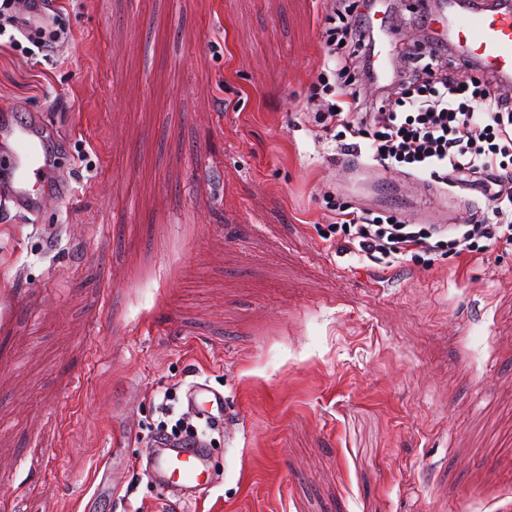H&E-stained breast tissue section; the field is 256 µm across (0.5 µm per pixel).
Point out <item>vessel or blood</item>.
Here are the masks:
<instances>
[{
  "mask_svg": "<svg viewBox=\"0 0 512 512\" xmlns=\"http://www.w3.org/2000/svg\"><path fill=\"white\" fill-rule=\"evenodd\" d=\"M436 22L439 39L455 48L461 58L476 63L498 83L512 86V11L492 8L463 11L457 0H449L447 13L439 15ZM0 130L15 143L18 170L15 194L17 199H26L30 174L43 167V147L27 127L8 124ZM184 406L190 415L201 420L215 418L222 423L229 420L223 393L204 382L196 381L189 386ZM147 465L152 479L177 489L186 502L195 500L200 491L215 483L200 438L190 443L153 445L147 451Z\"/></svg>",
  "mask_w": 512,
  "mask_h": 512,
  "instance_id": "b4317fda",
  "label": "vessel or blood"
}]
</instances>
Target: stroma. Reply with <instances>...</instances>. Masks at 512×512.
<instances>
[{"instance_id": "35a3bbf8", "label": "stroma", "mask_w": 512, "mask_h": 512, "mask_svg": "<svg viewBox=\"0 0 512 512\" xmlns=\"http://www.w3.org/2000/svg\"><path fill=\"white\" fill-rule=\"evenodd\" d=\"M73 38L0 52V112L60 188L0 207V512H512V250L390 269L330 206L410 224L438 186L353 164L308 121L326 0H59ZM417 51L419 0H380ZM234 418L219 480L149 478L156 399Z\"/></svg>"}]
</instances>
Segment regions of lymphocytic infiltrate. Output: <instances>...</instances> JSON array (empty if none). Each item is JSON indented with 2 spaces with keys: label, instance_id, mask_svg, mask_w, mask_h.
<instances>
[{
  "label": "lymphocytic infiltrate",
  "instance_id": "1",
  "mask_svg": "<svg viewBox=\"0 0 512 512\" xmlns=\"http://www.w3.org/2000/svg\"><path fill=\"white\" fill-rule=\"evenodd\" d=\"M373 9L372 0H357L356 7L346 8L348 22L340 37L353 50L338 61L339 71L371 72L368 18ZM393 74L394 105L366 112L359 93L331 84L328 73H320L328 96L315 114L321 132L339 130L347 140L346 151L365 153L371 165L402 167L438 184L453 187L463 177L482 176L488 206L476 223L456 225L450 239L437 224H407L394 215L338 209L334 222L348 249L389 269L407 256L444 248L455 257H468L479 252L482 239L512 248V89L490 86L476 76L461 79L436 49L400 56ZM176 404L172 391H165L156 405L162 419L156 431L144 435L146 445L218 431L217 422L194 420L177 412Z\"/></svg>",
  "mask_w": 512,
  "mask_h": 512
}]
</instances>
